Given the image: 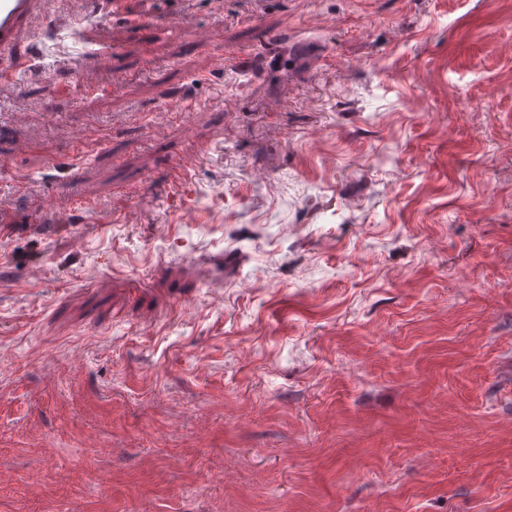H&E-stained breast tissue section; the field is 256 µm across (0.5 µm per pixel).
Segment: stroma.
Segmentation results:
<instances>
[{"label":"stroma","instance_id":"stroma-1","mask_svg":"<svg viewBox=\"0 0 512 512\" xmlns=\"http://www.w3.org/2000/svg\"><path fill=\"white\" fill-rule=\"evenodd\" d=\"M0 193V512H512V0H47ZM198 157L196 150H190L171 168L169 181L173 188L182 192L189 190L192 183L191 170L196 166Z\"/></svg>","mask_w":512,"mask_h":512}]
</instances>
